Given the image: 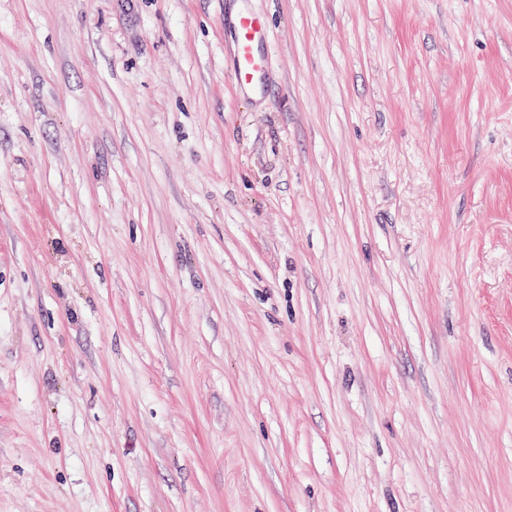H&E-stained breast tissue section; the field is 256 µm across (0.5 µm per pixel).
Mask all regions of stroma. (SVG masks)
Masks as SVG:
<instances>
[{
  "instance_id": "obj_1",
  "label": "stroma",
  "mask_w": 512,
  "mask_h": 512,
  "mask_svg": "<svg viewBox=\"0 0 512 512\" xmlns=\"http://www.w3.org/2000/svg\"><path fill=\"white\" fill-rule=\"evenodd\" d=\"M0 512H512V0H0ZM234 30L232 79L241 88L261 91L267 71L263 47L271 39L270 32L259 14L248 11L236 16Z\"/></svg>"
}]
</instances>
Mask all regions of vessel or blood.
Here are the masks:
<instances>
[{
    "mask_svg": "<svg viewBox=\"0 0 512 512\" xmlns=\"http://www.w3.org/2000/svg\"><path fill=\"white\" fill-rule=\"evenodd\" d=\"M234 30L231 76L239 87L262 89L267 71L263 47L271 39L270 32L260 15L248 11L236 16Z\"/></svg>",
    "mask_w": 512,
    "mask_h": 512,
    "instance_id": "1",
    "label": "vessel or blood"
}]
</instances>
